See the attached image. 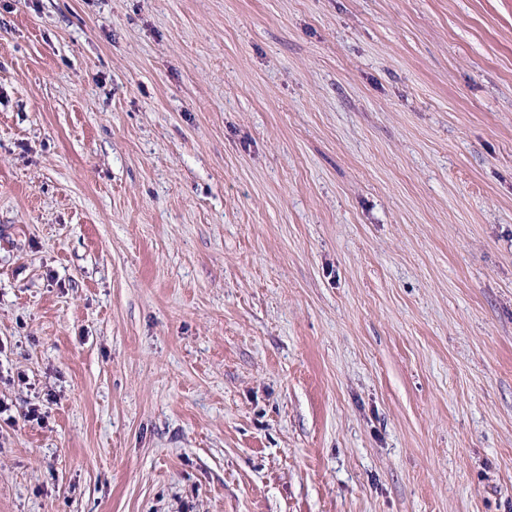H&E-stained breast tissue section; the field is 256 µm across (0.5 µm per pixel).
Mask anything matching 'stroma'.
I'll use <instances>...</instances> for the list:
<instances>
[{
	"label": "stroma",
	"instance_id": "1",
	"mask_svg": "<svg viewBox=\"0 0 512 512\" xmlns=\"http://www.w3.org/2000/svg\"><path fill=\"white\" fill-rule=\"evenodd\" d=\"M0 403V512H512V0H0Z\"/></svg>",
	"mask_w": 512,
	"mask_h": 512
}]
</instances>
